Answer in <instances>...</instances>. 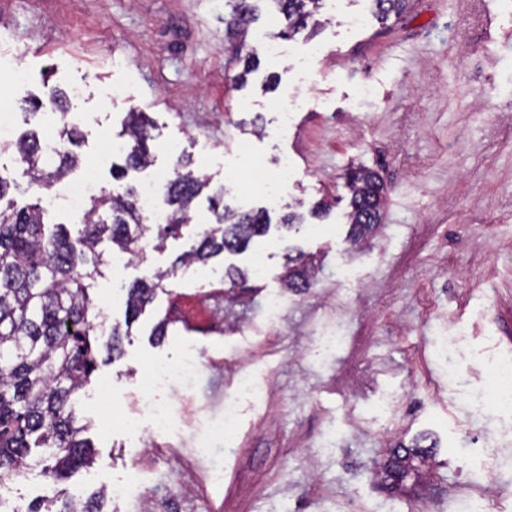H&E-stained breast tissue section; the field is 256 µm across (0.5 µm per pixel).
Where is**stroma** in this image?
<instances>
[{
  "label": "stroma",
  "mask_w": 512,
  "mask_h": 512,
  "mask_svg": "<svg viewBox=\"0 0 512 512\" xmlns=\"http://www.w3.org/2000/svg\"><path fill=\"white\" fill-rule=\"evenodd\" d=\"M228 0H0V78L13 118L0 133V173L18 168L11 145L77 125L82 160L112 185L118 138L130 111L153 123L154 167L190 156L227 204L286 205L329 218L270 230L247 252L214 259L205 276L184 267L164 280L122 341L100 357L80 394L93 420L92 469L54 482L51 460L33 449L19 480L0 488L7 507L59 492L84 497L139 464L136 497L106 500L105 512H452V499L494 482L493 512H512V415L492 403L491 365L512 359V0H409L379 23L369 0H328L316 33L289 40L288 56L261 55L246 86L235 77ZM359 25H349L350 17ZM79 87L67 117L25 101ZM288 109L289 129L278 112ZM289 157L294 177L277 198L254 184ZM377 170L386 204L372 237L351 246L344 172ZM179 239L148 232L142 260L119 257L94 294L109 322L123 321L130 283L168 268L195 232L213 223L206 197ZM310 254L302 293L281 280L289 248ZM263 253L265 277L230 287L224 270ZM351 262L343 279L337 268ZM283 308L269 316L267 299ZM169 319L164 340L153 327ZM335 337L334 348L319 342ZM200 372L158 390L177 423L154 433L138 380L154 361L188 345ZM248 372L260 399L237 400L225 449L224 397ZM112 388L118 411L98 424L93 397ZM428 436L400 483L373 475L389 448Z\"/></svg>",
  "instance_id": "35a3bbf8"
}]
</instances>
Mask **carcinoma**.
<instances>
[{
	"instance_id": "cac0c4a2",
	"label": "carcinoma",
	"mask_w": 512,
	"mask_h": 512,
	"mask_svg": "<svg viewBox=\"0 0 512 512\" xmlns=\"http://www.w3.org/2000/svg\"><path fill=\"white\" fill-rule=\"evenodd\" d=\"M229 27L246 38L250 25L260 18L261 3L282 16V38H291L308 28L319 12L322 0H233ZM374 15L381 21L400 15L407 0H370ZM243 64L236 79L259 66L253 52L238 57ZM49 104L67 113L66 95L52 89L47 101L37 100L33 109ZM150 122L143 112L127 113L123 130L124 164L112 170L121 181L128 171L152 164ZM80 134L74 126H63L59 146L49 149L38 132L23 134L14 144L21 176L29 189L48 191L81 165L76 148ZM350 195L347 221L349 240L357 244L380 224L384 207V186L370 168H356L345 175ZM209 187V180L179 158L174 176L163 191L165 223L158 225V238L182 234L189 224L196 199ZM214 223L195 235L194 244L166 270H157L133 281L127 288L124 323L112 324L109 338L104 333L103 307L91 297L90 289L101 268L111 263L100 245L130 255L151 229V218L143 215L136 202V187L121 185L102 189L88 201L83 224L71 232L64 224L47 228L44 208L36 202L24 208L0 211V480L20 475L28 469L33 448H46L54 465L48 473L56 480L93 464V445L85 437L90 423L82 422L77 411V394L91 381L98 368L97 353L120 352L122 337L131 333L134 322L153 302L161 282L181 266L206 268L209 261L224 253L244 252L256 237L269 233L271 218L263 210L238 211L224 203V189L208 196ZM288 288H307L311 268L303 251L288 255L283 275ZM414 453L390 451L385 470L406 476L407 460ZM101 490L86 500L52 498L31 505L26 512H102Z\"/></svg>"
}]
</instances>
